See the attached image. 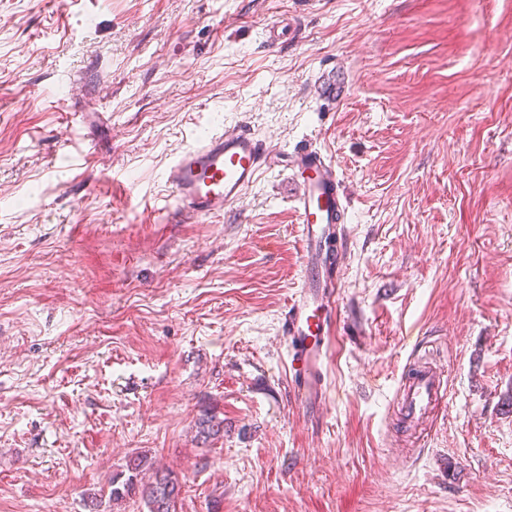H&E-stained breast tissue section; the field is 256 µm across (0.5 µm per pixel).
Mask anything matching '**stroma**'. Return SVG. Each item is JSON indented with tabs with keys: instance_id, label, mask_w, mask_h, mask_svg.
<instances>
[{
	"instance_id": "obj_1",
	"label": "stroma",
	"mask_w": 512,
	"mask_h": 512,
	"mask_svg": "<svg viewBox=\"0 0 512 512\" xmlns=\"http://www.w3.org/2000/svg\"><path fill=\"white\" fill-rule=\"evenodd\" d=\"M219 123L311 140L343 182L314 424L286 172L160 216ZM420 354L450 371L422 448L395 403ZM511 396L512 0H0V512H147L108 501L137 452L177 512H512ZM296 21L293 18L283 19L267 25L263 32L262 38L270 47H277L286 42L293 33Z\"/></svg>"
}]
</instances>
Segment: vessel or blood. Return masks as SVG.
I'll use <instances>...</instances> for the list:
<instances>
[{"mask_svg":"<svg viewBox=\"0 0 512 512\" xmlns=\"http://www.w3.org/2000/svg\"><path fill=\"white\" fill-rule=\"evenodd\" d=\"M294 19L267 25L269 46L286 42ZM288 170V198L300 224L302 270L283 325L289 347L292 400L303 413H317L327 400L323 365L336 330V292L342 268V238L348 202L334 161L315 144L287 152L285 160L268 156L250 129L212 128L201 141L181 151L164 171L175 204L171 223L203 220L238 203L264 171ZM449 377L445 370L421 366L403 375L398 387L401 419L415 430L429 413L445 406Z\"/></svg>","mask_w":512,"mask_h":512,"instance_id":"1","label":"vessel or blood"}]
</instances>
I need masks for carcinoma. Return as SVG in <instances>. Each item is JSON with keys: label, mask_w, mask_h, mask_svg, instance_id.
<instances>
[{"label": "carcinoma", "mask_w": 512, "mask_h": 512, "mask_svg": "<svg viewBox=\"0 0 512 512\" xmlns=\"http://www.w3.org/2000/svg\"><path fill=\"white\" fill-rule=\"evenodd\" d=\"M201 433L219 437L224 432V420L214 414H206L199 420ZM140 494L148 512H177L181 494L178 478L157 467L148 456L139 454L131 457L126 471L112 477L110 499L119 503Z\"/></svg>", "instance_id": "cac0c4a2"}]
</instances>
